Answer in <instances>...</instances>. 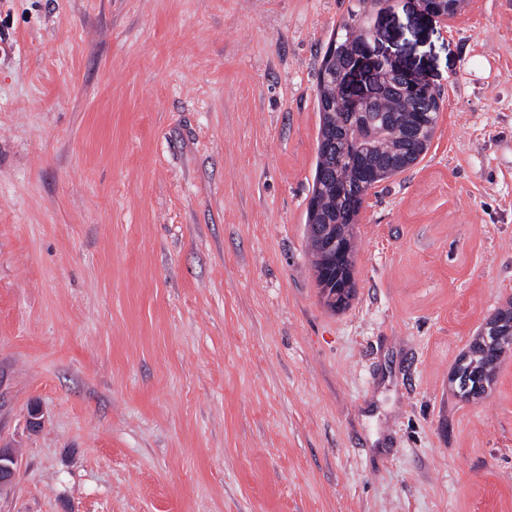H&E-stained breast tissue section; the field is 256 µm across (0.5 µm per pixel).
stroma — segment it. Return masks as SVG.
<instances>
[{
  "label": "stroma",
  "instance_id": "obj_1",
  "mask_svg": "<svg viewBox=\"0 0 512 512\" xmlns=\"http://www.w3.org/2000/svg\"><path fill=\"white\" fill-rule=\"evenodd\" d=\"M348 6L0 0V512H512V354L448 383L512 301V0H398L443 110L332 312L305 217ZM19 468L18 458L10 448H0V493L12 486Z\"/></svg>",
  "mask_w": 512,
  "mask_h": 512
}]
</instances>
